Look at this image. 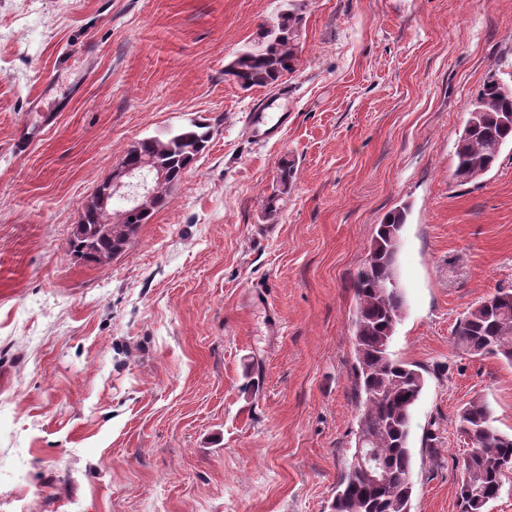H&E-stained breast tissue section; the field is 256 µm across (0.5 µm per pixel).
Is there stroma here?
I'll return each mask as SVG.
<instances>
[{
  "label": "stroma",
  "mask_w": 512,
  "mask_h": 512,
  "mask_svg": "<svg viewBox=\"0 0 512 512\" xmlns=\"http://www.w3.org/2000/svg\"><path fill=\"white\" fill-rule=\"evenodd\" d=\"M297 4L288 125L259 143L246 116L274 91L224 67L281 0H0V512H332L353 281L404 204L411 512H459L470 401L512 437V364L454 336L512 289V147L480 184L449 177L470 100L512 77V0ZM193 119L213 137L168 205L109 263L69 254L128 149Z\"/></svg>",
  "instance_id": "1"
}]
</instances>
